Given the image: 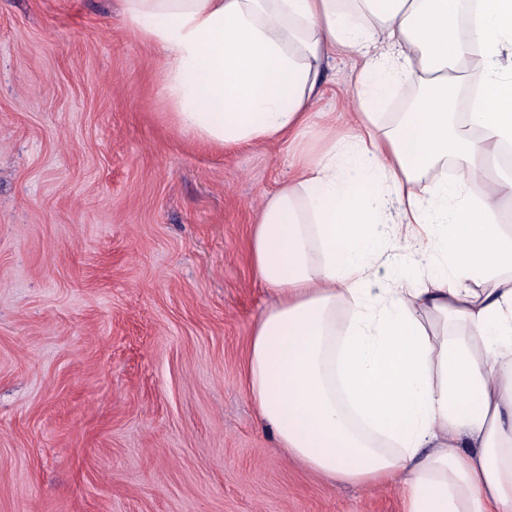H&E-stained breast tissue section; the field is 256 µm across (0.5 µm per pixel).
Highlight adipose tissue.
Instances as JSON below:
<instances>
[{"label":"adipose tissue","instance_id":"ef3b65f1","mask_svg":"<svg viewBox=\"0 0 512 512\" xmlns=\"http://www.w3.org/2000/svg\"><path fill=\"white\" fill-rule=\"evenodd\" d=\"M476 3L465 31L464 0H123L176 124L227 150L297 138L330 56L359 58L349 133L261 201L250 262L278 301L244 376L282 448L333 484L401 481L403 512H512V180L489 176L512 149V0ZM400 80L419 94L386 130Z\"/></svg>","mask_w":512,"mask_h":512}]
</instances>
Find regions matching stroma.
<instances>
[{
  "label": "stroma",
  "mask_w": 512,
  "mask_h": 512,
  "mask_svg": "<svg viewBox=\"0 0 512 512\" xmlns=\"http://www.w3.org/2000/svg\"><path fill=\"white\" fill-rule=\"evenodd\" d=\"M355 65L302 138L224 150L173 122L120 0H0V512H402L279 448L242 376L259 201Z\"/></svg>",
  "instance_id": "35a3bbf8"
}]
</instances>
